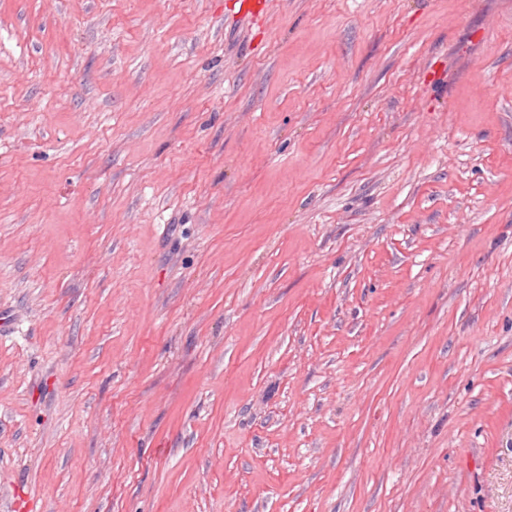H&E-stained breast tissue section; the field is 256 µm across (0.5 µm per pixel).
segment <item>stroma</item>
<instances>
[{
	"label": "stroma",
	"instance_id": "1",
	"mask_svg": "<svg viewBox=\"0 0 512 512\" xmlns=\"http://www.w3.org/2000/svg\"><path fill=\"white\" fill-rule=\"evenodd\" d=\"M0 0V512H512V0Z\"/></svg>",
	"mask_w": 512,
	"mask_h": 512
}]
</instances>
